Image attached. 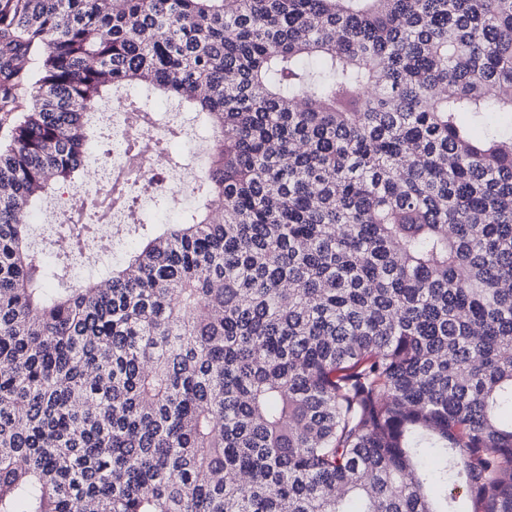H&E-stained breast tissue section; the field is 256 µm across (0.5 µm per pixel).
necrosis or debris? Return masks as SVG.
Instances as JSON below:
<instances>
[{"label":"necrosis or debris","mask_w":512,"mask_h":512,"mask_svg":"<svg viewBox=\"0 0 512 512\" xmlns=\"http://www.w3.org/2000/svg\"><path fill=\"white\" fill-rule=\"evenodd\" d=\"M100 127L109 134L110 151L104 158L91 163L87 188H66L55 197L49 211L40 218L41 227L49 243L50 252H57L56 236L61 219L79 217L81 223L96 225L97 230L89 247L96 250L103 243H119L130 224L135 223L133 210L120 206L113 207L108 218H100L97 211L88 209L89 197L101 195L110 187L114 175L136 168L137 175L128 184L127 193L139 202L156 200L161 185L171 187L187 184L184 168L169 164L168 152L162 151L161 142L167 139L170 128L181 127L178 115L166 117L165 125L144 123L137 110L128 105L124 93H114L109 108L98 113ZM138 137V154L129 156L126 141L130 135Z\"/></svg>","instance_id":"4bbe7bcc"}]
</instances>
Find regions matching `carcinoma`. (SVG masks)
Returning <instances> with one entry per match:
<instances>
[{"label": "carcinoma", "mask_w": 512, "mask_h": 512, "mask_svg": "<svg viewBox=\"0 0 512 512\" xmlns=\"http://www.w3.org/2000/svg\"><path fill=\"white\" fill-rule=\"evenodd\" d=\"M128 88L202 116L198 206L74 287L23 218ZM492 112L512 0H0V512H512Z\"/></svg>", "instance_id": "cac0c4a2"}]
</instances>
